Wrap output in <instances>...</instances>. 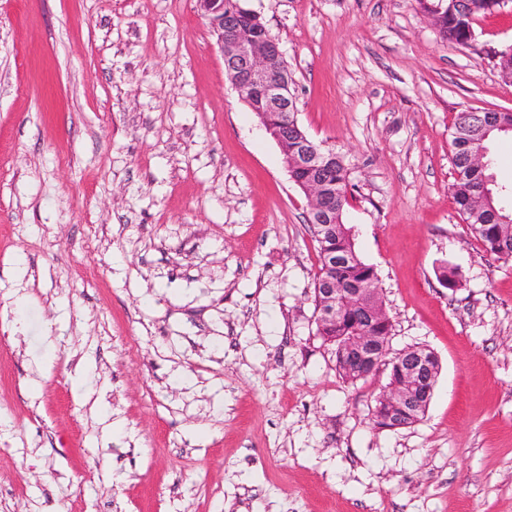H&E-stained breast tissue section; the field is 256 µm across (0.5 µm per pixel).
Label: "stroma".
<instances>
[{
  "instance_id": "1",
  "label": "stroma",
  "mask_w": 512,
  "mask_h": 512,
  "mask_svg": "<svg viewBox=\"0 0 512 512\" xmlns=\"http://www.w3.org/2000/svg\"><path fill=\"white\" fill-rule=\"evenodd\" d=\"M244 5L428 411L375 428L386 372L340 377L307 198L196 0H0V512H512V261L449 194L455 114L512 109V6L467 48L417 0Z\"/></svg>"
}]
</instances>
